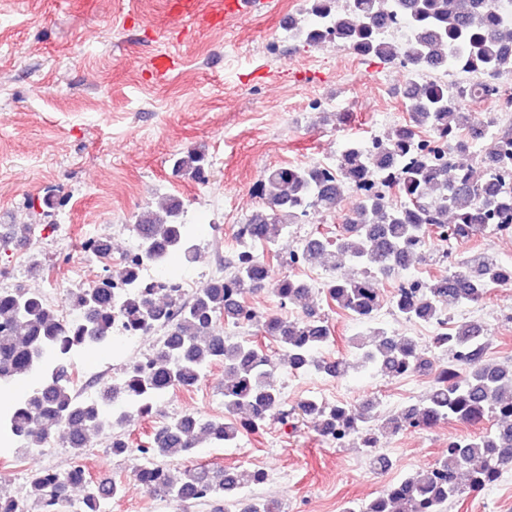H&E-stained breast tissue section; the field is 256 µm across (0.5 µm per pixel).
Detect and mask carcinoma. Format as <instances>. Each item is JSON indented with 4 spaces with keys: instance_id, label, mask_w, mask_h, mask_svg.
Masks as SVG:
<instances>
[{
    "instance_id": "carcinoma-1",
    "label": "carcinoma",
    "mask_w": 512,
    "mask_h": 512,
    "mask_svg": "<svg viewBox=\"0 0 512 512\" xmlns=\"http://www.w3.org/2000/svg\"><path fill=\"white\" fill-rule=\"evenodd\" d=\"M309 19L292 23L298 42L314 46L329 34L355 54L399 65L410 75L405 95L410 100L409 122L390 130L378 142H351L335 169L280 166L263 174L258 189L263 208L245 224L250 245L270 249L291 224L310 213L330 212L355 189H361L379 173L390 175L388 191L363 196L335 240L315 239L308 255L320 254L334 267L345 263L360 267V277L329 282L326 295L336 306L360 320H369L380 306L377 277L389 275L422 258L408 246L426 244L425 233L435 230L441 242L463 241L497 222L512 225V187L499 181L476 185L461 176L448 182L444 167L450 155L470 151L477 141L483 146L481 164L497 167L512 164V128L490 137H472L473 117L460 105L474 94L486 95L499 77L512 68L506 42L512 30L505 29L488 0H308ZM400 15L407 19L409 39L402 44L386 38L380 29ZM478 77L473 83L455 85L448 93V71ZM427 128L437 138L423 142ZM205 155L189 150L177 161L183 175L198 179L205 169ZM396 189L398 199L389 190ZM183 203L164 200L158 209L138 215L134 232L141 239L140 257L123 263L118 274L103 276L93 288L69 293V304L86 314V321L63 323L55 307L44 297L24 287L0 290V386L9 385L44 365L41 382L20 404L0 416V441L17 439L28 448H39L57 428L71 429L75 456L83 449V432L123 425L128 412L141 414L169 390L192 387L210 365L224 364V411L222 419H204L185 413L141 445L150 462L136 471L144 488L182 502L196 497H214L241 506V512H280L275 501L239 500L240 489L264 480L260 471H234L205 466L172 470L158 461L186 457L204 439L211 444L233 445L240 433L231 417L244 414V425L257 428L268 414H278L288 423L293 414L307 416L316 411V427L324 438L341 442L357 435L364 448L376 439L366 428L371 421L368 407L328 405L306 400L291 410L283 409L282 392L275 380L278 362L249 341L232 342L218 322L258 324L261 334L285 352V363L297 372L315 367L331 377H342L349 363L325 361L317 353L330 339V329L309 313L287 320L260 317L245 307V294L262 287L270 267L251 250L238 253L230 262L232 272L187 298L173 289L168 307L156 305L144 291L145 263L166 265L179 252L185 256L196 249L188 225L181 220ZM37 225L24 224L0 247L28 241ZM512 279V268L492 257L474 264L463 263L446 279H434L422 288H399L391 298L393 310L408 322H425L436 327L434 347L448 353L451 362L433 366L418 352L412 336L378 339L362 350V363L386 375L403 376L415 370L433 369V385L426 399L410 405L381 423L392 430H427L442 422L458 420L469 425L490 416L497 423L459 441L448 442L446 455L436 464L390 486L382 495L345 512H443L459 492L453 482L457 472L468 476L472 490L495 483L512 466V365L485 360L487 337L471 321L442 326L444 310L479 302L493 284ZM124 288L113 292L114 283ZM281 302L299 304L309 294L304 282L283 276L275 283ZM120 317L132 332H162V339L149 368L127 364L119 381L100 388L94 397L82 399L71 387L67 363L77 349L101 345L113 337L114 317ZM62 479L33 472L28 476V496L47 512H59L65 502ZM121 485L101 483L86 497V512H100L102 503L119 495Z\"/></svg>"
}]
</instances>
